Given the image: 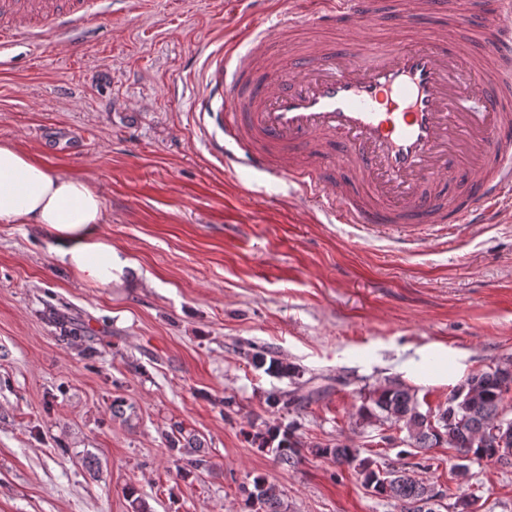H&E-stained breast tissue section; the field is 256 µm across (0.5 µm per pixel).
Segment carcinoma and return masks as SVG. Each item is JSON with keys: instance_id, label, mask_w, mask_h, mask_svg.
<instances>
[{"instance_id": "cac0c4a2", "label": "carcinoma", "mask_w": 512, "mask_h": 512, "mask_svg": "<svg viewBox=\"0 0 512 512\" xmlns=\"http://www.w3.org/2000/svg\"><path fill=\"white\" fill-rule=\"evenodd\" d=\"M253 363L267 366V371L290 377L300 375L295 366L277 359H266L257 351L251 354ZM476 397L455 401L460 389L448 396V406L430 415L419 410V403L412 390L401 382L379 386L370 392L367 403L357 411V421L362 425L381 424L399 426L408 432L409 447L421 452L446 445L459 454L472 453L473 460L493 462L499 444L489 433V424L507 418L506 396L512 391L503 387L501 380L491 371L466 378ZM320 391L310 392L306 400L296 399L288 391L273 390L268 393V407L278 412H297L308 402L319 397ZM297 425L266 423L251 433L252 442L260 451L274 456L283 467L294 468L305 459V454L328 460L338 466L353 469L364 485L379 497L393 500L399 505H410L429 495L431 487L423 480L399 468H385L371 456L361 455V449L344 442L304 445L299 440ZM253 489L246 490V512H286L283 491L263 475L252 480Z\"/></svg>"}]
</instances>
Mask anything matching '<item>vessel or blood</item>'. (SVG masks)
<instances>
[{"label":"vessel or blood","mask_w":512,"mask_h":512,"mask_svg":"<svg viewBox=\"0 0 512 512\" xmlns=\"http://www.w3.org/2000/svg\"><path fill=\"white\" fill-rule=\"evenodd\" d=\"M112 0H0V47L64 43L111 29ZM288 18L240 28L205 60L206 79L192 111L214 129L208 152L225 170L247 167L287 178L339 224L422 240L440 224L486 223L512 192V0L484 12L456 11L453 26L476 21L484 55L469 61L454 35L409 37L437 0H395L389 33L375 0H292ZM357 34L355 50L332 42L276 55L299 19ZM466 176L450 201L440 186Z\"/></svg>","instance_id":"1"}]
</instances>
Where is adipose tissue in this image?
<instances>
[{
  "mask_svg": "<svg viewBox=\"0 0 512 512\" xmlns=\"http://www.w3.org/2000/svg\"><path fill=\"white\" fill-rule=\"evenodd\" d=\"M104 219L103 197L87 178L55 172L19 145L0 143V223L40 225L59 262L108 288L126 265L98 234ZM430 357L442 361L433 381L456 384L468 369L465 351L445 347L417 349L403 366L414 371Z\"/></svg>",
  "mask_w": 512,
  "mask_h": 512,
  "instance_id": "adipose-tissue-1",
  "label": "adipose tissue"
}]
</instances>
